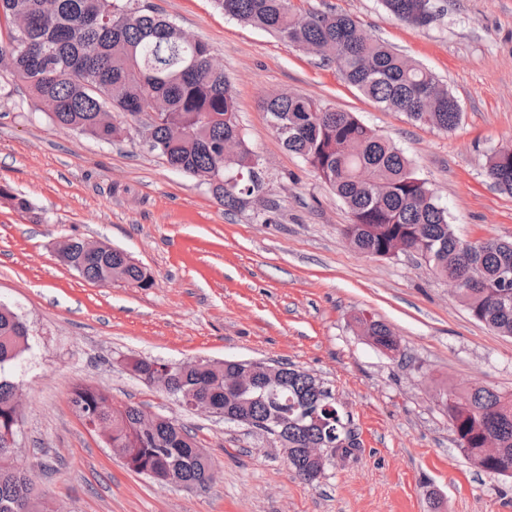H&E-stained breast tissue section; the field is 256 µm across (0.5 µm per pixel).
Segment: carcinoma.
<instances>
[{
  "label": "carcinoma",
  "instance_id": "obj_1",
  "mask_svg": "<svg viewBox=\"0 0 512 512\" xmlns=\"http://www.w3.org/2000/svg\"><path fill=\"white\" fill-rule=\"evenodd\" d=\"M225 15L278 35L336 65L343 79L383 109L444 132L457 128L459 104L448 87L428 69L365 33L349 15L306 10L291 0H213ZM388 15L425 27L434 19L433 0H383ZM0 68L23 84L43 111L59 125L114 141L125 127L118 117L151 116L152 151L173 168L205 185L217 202L235 210L264 189L255 170L256 154L242 135L232 85L225 72L208 66L212 56L202 40L188 42L182 29L142 0H0ZM272 130L289 152L300 157L343 201L352 220L346 236L367 257L417 256L441 278L462 281L457 294L470 315L491 330L512 336V241L458 238L427 182L418 177L390 138L353 113L294 93L267 98ZM242 173L232 184L228 170ZM486 175L501 193L512 196V148L493 153ZM0 199L20 211L28 201L7 186ZM61 261L95 284L121 282L148 288L152 279L124 251L107 243L92 255L84 242L68 240ZM362 335L376 347L394 351L397 341L385 323L356 318ZM29 349V328L12 309L0 304V372ZM132 372L151 386L165 365L133 358ZM240 365L174 370L167 393L180 404L190 399L207 405L226 422L244 424L272 436L288 449V464L306 482L314 481L318 462L308 448H334L345 460L360 447L336 408L331 391L315 390L310 375L293 364H279L278 384H259L233 394L225 379ZM18 385L0 375V512H44L42 497L26 477L4 436L19 428ZM71 402L85 417L110 431L109 445L121 448L126 467L162 485L205 489L215 468L182 425L161 419L146 424L142 410L112 404L99 387L78 385ZM459 449L492 476L512 478V395L485 386L438 393ZM499 449L492 464L483 462L486 441Z\"/></svg>",
  "mask_w": 512,
  "mask_h": 512
}]
</instances>
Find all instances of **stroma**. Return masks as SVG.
Wrapping results in <instances>:
<instances>
[{
    "label": "stroma",
    "instance_id": "1",
    "mask_svg": "<svg viewBox=\"0 0 512 512\" xmlns=\"http://www.w3.org/2000/svg\"><path fill=\"white\" fill-rule=\"evenodd\" d=\"M148 2L223 62L278 221L262 223L249 203L225 210L149 151L139 118H125L118 143L76 133L0 71V184L30 204L0 203V303L32 334L10 374L24 401L18 459L34 469L37 492L62 512H512V478L461 452L437 401L446 387L512 393V336L476 321L422 259L357 253L342 233L347 207L283 147L263 106L290 92L354 113L404 152L456 236L510 240L512 196L492 186L486 161L512 146V0H434L426 27L388 19L380 0H294L351 15L432 71L463 112L450 133L381 109L335 66L212 0ZM73 237L126 251L152 286L86 281L58 259ZM362 314L394 330L397 352L361 336ZM130 357L294 364L332 390L360 446L302 481L271 438L184 410L126 368ZM79 384L191 428L214 482L186 490L127 469L75 412Z\"/></svg>",
    "mask_w": 512,
    "mask_h": 512
}]
</instances>
